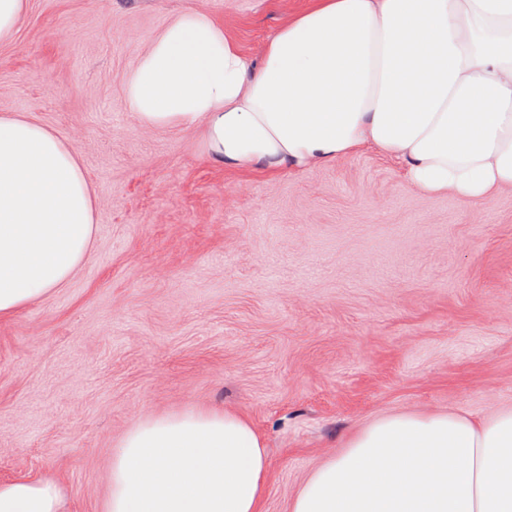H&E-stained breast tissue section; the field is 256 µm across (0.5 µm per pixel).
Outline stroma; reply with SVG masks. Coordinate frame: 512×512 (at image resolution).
Instances as JSON below:
<instances>
[{
  "mask_svg": "<svg viewBox=\"0 0 512 512\" xmlns=\"http://www.w3.org/2000/svg\"><path fill=\"white\" fill-rule=\"evenodd\" d=\"M306 0H29L0 45V115L79 153L89 259L0 319V480L51 478L102 512L119 438L187 406L236 411L271 460L263 512L372 419L512 405V191L425 195L367 149L267 176L134 120L124 82L196 9L259 58Z\"/></svg>",
  "mask_w": 512,
  "mask_h": 512,
  "instance_id": "35a3bbf8",
  "label": "stroma"
}]
</instances>
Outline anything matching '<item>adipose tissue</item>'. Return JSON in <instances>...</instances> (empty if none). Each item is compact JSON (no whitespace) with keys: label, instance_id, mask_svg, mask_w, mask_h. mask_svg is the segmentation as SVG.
<instances>
[{"label":"adipose tissue","instance_id":"1","mask_svg":"<svg viewBox=\"0 0 512 512\" xmlns=\"http://www.w3.org/2000/svg\"><path fill=\"white\" fill-rule=\"evenodd\" d=\"M124 94L141 127L189 131L229 170L298 173L371 148L423 194L512 189V0H311L260 60L209 15H174ZM94 190L76 151L0 115V318L89 255ZM270 457L248 419L188 408L133 424L103 512H261ZM51 479L0 482V512H64ZM289 512H512V406L378 417L310 471Z\"/></svg>","mask_w":512,"mask_h":512}]
</instances>
